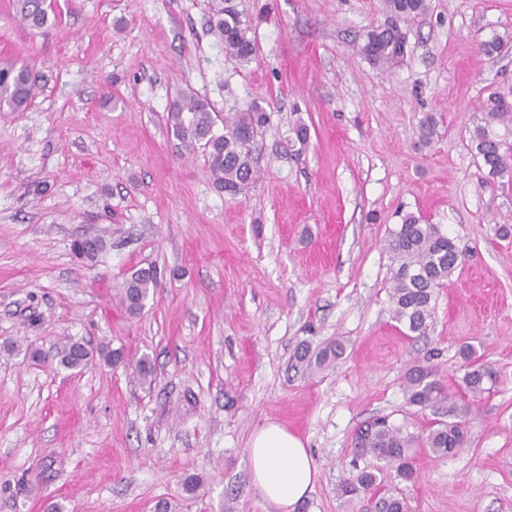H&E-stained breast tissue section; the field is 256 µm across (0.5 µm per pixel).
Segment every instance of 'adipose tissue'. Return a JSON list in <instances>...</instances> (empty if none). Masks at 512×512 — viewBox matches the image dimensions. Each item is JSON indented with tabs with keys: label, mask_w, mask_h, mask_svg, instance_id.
I'll list each match as a JSON object with an SVG mask.
<instances>
[{
	"label": "adipose tissue",
	"mask_w": 512,
	"mask_h": 512,
	"mask_svg": "<svg viewBox=\"0 0 512 512\" xmlns=\"http://www.w3.org/2000/svg\"><path fill=\"white\" fill-rule=\"evenodd\" d=\"M248 460L254 486L277 512H294L317 481L318 469L303 440L277 422L252 434Z\"/></svg>",
	"instance_id": "adipose-tissue-1"
}]
</instances>
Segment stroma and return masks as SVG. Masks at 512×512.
I'll return each instance as SVG.
<instances>
[{
	"instance_id": "1",
	"label": "stroma",
	"mask_w": 512,
	"mask_h": 512,
	"mask_svg": "<svg viewBox=\"0 0 512 512\" xmlns=\"http://www.w3.org/2000/svg\"><path fill=\"white\" fill-rule=\"evenodd\" d=\"M15 3L0 0V67L43 79L24 111L0 112V512H276L247 459L270 421L318 468L296 512H353L336 494L367 465L352 437L386 415L416 433L467 424L455 455L417 450L416 479L399 483L411 512H512V179L489 178L470 141L488 92L512 89V0H430L388 69L354 50L385 22L381 0H233L258 45L243 64L210 28L213 0H49L40 30ZM496 36L501 54H481ZM181 91L222 113L263 101L245 193L219 190L205 154L173 136ZM406 214L463 254L422 338L389 300L385 240ZM85 238L102 243L89 258L72 250ZM147 267L159 287L129 315L117 290ZM65 336L149 354L153 383L29 357ZM335 338L332 367L296 363L299 342ZM466 345L500 375L467 412ZM416 362L437 366L452 401L407 403Z\"/></svg>"
}]
</instances>
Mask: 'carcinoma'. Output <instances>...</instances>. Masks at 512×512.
<instances>
[{
    "mask_svg": "<svg viewBox=\"0 0 512 512\" xmlns=\"http://www.w3.org/2000/svg\"><path fill=\"white\" fill-rule=\"evenodd\" d=\"M21 21L32 30L44 28L49 21L46 0H18ZM387 21L366 31L356 44V52L370 64L390 68L404 56L406 33L400 23L428 12L429 0H382ZM210 25L224 46L225 56L239 62L251 61L257 53L250 26L228 5L218 6ZM42 75L32 67L0 69V112L26 109L41 89ZM481 121L474 127L471 146L492 177L512 176V90L493 91L481 105ZM269 121L260 101L253 100L246 109L230 116L212 109L209 102L182 92L169 105L168 124L175 137L191 150L205 153L209 174L215 185L230 195L241 193L253 184L259 173V138ZM387 249L395 266L391 269L389 298L393 318L409 333L424 336L434 312L436 289L442 287L461 262V253L453 238L437 224H423L406 214L401 224L391 230ZM158 286L157 272L140 268L127 277L117 296L131 315L144 309L147 299ZM344 352L340 340L313 350L300 343L298 362L310 371L330 367ZM466 361L461 378V392L478 398L499 383L498 372L472 358L469 347L461 351ZM51 357L70 370L82 368L93 358L110 366L128 360L141 385L153 381L155 368L146 355L126 358L123 349L100 344L92 350L71 337L59 342ZM404 393L409 404L433 408L451 399L447 387L432 365L414 364L405 373ZM465 441L461 421H437L427 433L416 434L405 423L390 417H377L363 423L352 440L358 457L385 461L403 481L415 479L413 449L425 448L438 459L456 453ZM377 472L365 468L343 479L338 485L340 497L359 501V512H410L409 505L396 489H381Z\"/></svg>",
    "mask_w": 512,
    "mask_h": 512,
    "instance_id": "1",
    "label": "carcinoma"
}]
</instances>
